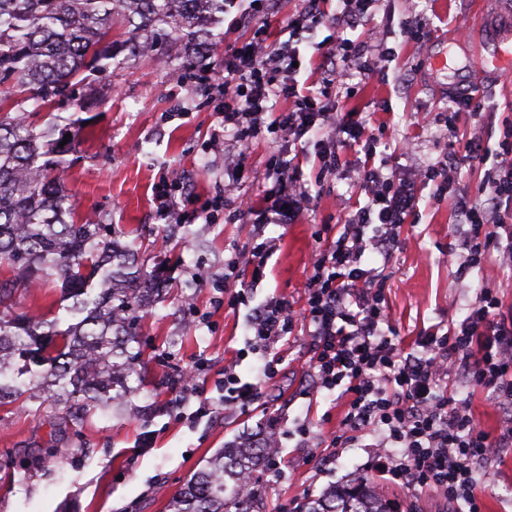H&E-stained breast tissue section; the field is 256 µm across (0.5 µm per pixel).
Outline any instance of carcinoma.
<instances>
[{
	"instance_id": "obj_1",
	"label": "carcinoma",
	"mask_w": 512,
	"mask_h": 512,
	"mask_svg": "<svg viewBox=\"0 0 512 512\" xmlns=\"http://www.w3.org/2000/svg\"><path fill=\"white\" fill-rule=\"evenodd\" d=\"M129 28L112 41L115 20ZM184 44L187 72L207 67L224 42V0H0V85L27 95L0 116V404L25 397L53 419L59 406L79 423L94 408L120 409L141 384L137 324L162 292L160 271L137 267L121 232L99 219H72L63 162L50 160L54 129L27 123V106L75 97L96 78L163 42ZM49 283L71 301L72 322L14 310V295ZM269 449L242 444L210 458L172 501V512H253L242 478L261 477ZM302 512H396L373 482L356 478L313 499Z\"/></svg>"
}]
</instances>
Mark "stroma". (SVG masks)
<instances>
[{
    "label": "stroma",
    "instance_id": "obj_1",
    "mask_svg": "<svg viewBox=\"0 0 512 512\" xmlns=\"http://www.w3.org/2000/svg\"><path fill=\"white\" fill-rule=\"evenodd\" d=\"M304 7L303 0H276L253 25L225 30L215 59L250 41L256 26L278 32ZM415 14L427 24L421 42L405 39L400 29L401 19ZM493 34H512L506 0H377L366 23L345 30V38L395 51L378 80L340 100L343 111L382 127L385 146L377 159L402 168L436 161L446 151L448 114L458 142L477 138L497 149L504 129L512 126V74L492 79L480 67ZM447 47L454 49V61L429 76V53ZM459 90L470 92L480 114L451 102L450 93ZM86 93L98 100L93 110L64 100L32 121L41 129L56 127L65 142L64 179L75 213L93 212L123 228L145 270L163 266L169 286L142 318L148 379L123 415L100 409L83 424L54 427L35 404L18 400L0 409V512H168L170 499L207 460L248 438L276 439L284 459L280 477L256 501V512H299L307 498L367 473V449H341L328 464L313 449L298 447L292 435L301 418L327 437L341 417L328 392L310 401L299 396L309 382L305 330L279 342L283 362L263 387L257 409L222 410L225 366L234 365L241 380L250 381L262 356L241 357L247 311L230 309L224 294L225 288L241 286L234 262L251 233L240 201L229 198L214 220L198 215L224 193V148L232 135L221 130L218 97L208 95L200 80L187 79L178 65H162L151 56L113 70ZM403 138L413 141V157L396 151ZM280 145L268 132L258 138L247 161L253 176L243 184L246 196L270 189L262 174ZM183 177L188 183L180 195L189 220L179 226L160 216L155 194ZM418 196L416 214L402 225V245L390 261L372 252L362 259L363 267L385 269V300L399 340L409 344L421 330L459 323L483 288L497 294L503 311H512V266L490 263L459 277L451 259L459 250L453 201L433 200L428 186ZM352 203L348 181L329 178L314 210L299 223L266 225V237L278 246L252 289L251 305L276 295L303 307L317 239L338 237L344 209ZM203 403L210 414L189 419ZM147 434L153 442L144 448L140 442ZM487 474L484 512H512V450L488 463Z\"/></svg>",
    "mask_w": 512,
    "mask_h": 512
}]
</instances>
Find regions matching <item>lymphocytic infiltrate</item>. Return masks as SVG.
<instances>
[{
	"mask_svg": "<svg viewBox=\"0 0 512 512\" xmlns=\"http://www.w3.org/2000/svg\"><path fill=\"white\" fill-rule=\"evenodd\" d=\"M329 2L307 0L302 16L288 21L284 40L276 44L254 35L225 55L224 73L213 79L223 102L221 126L234 136L233 151L224 157L225 169L233 173L225 192L239 190L237 171L261 131L280 134L285 142L266 167L278 192L247 207L253 229L242 264L251 281L261 280L275 248L265 236L266 225L296 223L317 203L297 175L290 145L300 144L310 131H321L316 142L320 178L344 175L355 194L366 198L364 205L347 211L339 236L316 252L303 284L302 310L278 296L253 309L247 329L264 363L251 382L225 373L224 409L257 403L262 382L275 378L282 363L278 342L305 326L306 366L313 383L301 396L333 391L343 408L325 440L324 456L374 436L372 470L411 494L435 491L453 512H483L478 493L482 468L499 449L512 447V420L493 434L479 430L448 377L458 373L489 392L496 407H512V313H504L496 295L484 288L459 324L425 329L410 348H401L385 306L387 277L382 269L362 268L361 259L371 251L387 261L399 250V228L416 212L419 186L428 183L433 199L455 202L463 226L462 273L492 261L512 266V131L498 143V166L468 199L457 193L454 157L407 170L376 164L378 136L339 105L353 80L367 82L380 71L365 43L342 39L326 44L320 98L299 90V47L314 43L318 24L357 27L373 4L337 0L332 11ZM282 99L293 101V109L278 110ZM359 146L363 161L354 166L343 161L344 150Z\"/></svg>",
	"mask_w": 512,
	"mask_h": 512,
	"instance_id": "1",
	"label": "lymphocytic infiltrate"
}]
</instances>
